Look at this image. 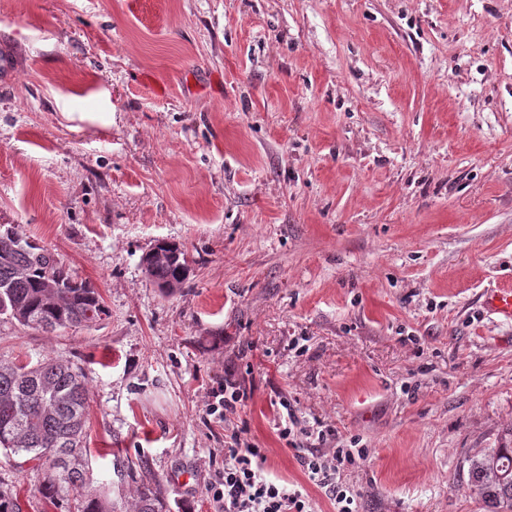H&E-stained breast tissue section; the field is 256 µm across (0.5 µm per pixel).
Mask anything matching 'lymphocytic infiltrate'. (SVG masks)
<instances>
[{
  "label": "lymphocytic infiltrate",
  "instance_id": "1",
  "mask_svg": "<svg viewBox=\"0 0 512 512\" xmlns=\"http://www.w3.org/2000/svg\"><path fill=\"white\" fill-rule=\"evenodd\" d=\"M253 394L252 386L225 379L219 404L224 427V472L209 492L217 512H315L311 489H318L332 512H358L360 492L344 479L345 471L365 457L367 450L359 439L349 447H332L334 430L311 434L302 426L294 405L283 402L286 411L278 423L277 437L291 449L305 476L304 482H286L273 478L267 467V451L248 436L245 427L234 425Z\"/></svg>",
  "mask_w": 512,
  "mask_h": 512
}]
</instances>
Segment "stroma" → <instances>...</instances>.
I'll return each mask as SVG.
<instances>
[{
    "mask_svg": "<svg viewBox=\"0 0 512 512\" xmlns=\"http://www.w3.org/2000/svg\"><path fill=\"white\" fill-rule=\"evenodd\" d=\"M0 224L108 311L0 357L87 377L92 478L131 512H214L212 392L304 482L272 400L361 439L359 512H480L465 459L512 448V0H0ZM183 246L163 294L142 256ZM304 353H295L296 338ZM43 472L0 462L24 512ZM484 304L492 313L512 321V290L490 288L484 295ZM166 503L160 491L150 486H143L139 490L135 512H166Z\"/></svg>",
    "mask_w": 512,
    "mask_h": 512,
    "instance_id": "obj_1",
    "label": "stroma"
}]
</instances>
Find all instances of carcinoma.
Instances as JSON below:
<instances>
[{"mask_svg": "<svg viewBox=\"0 0 512 512\" xmlns=\"http://www.w3.org/2000/svg\"><path fill=\"white\" fill-rule=\"evenodd\" d=\"M142 264L149 281L167 294L181 288L190 272L184 251L164 240ZM105 316L97 288L71 273L53 251L0 224V319L55 333L95 325ZM86 413L81 368L53 358L32 367L0 359V455L25 454L39 462L44 477L38 493L51 504L74 495L77 512H119L109 489L92 485ZM484 455L488 468L466 460L467 485L482 512H512V448H486ZM0 512H23L16 489L0 485ZM135 512H166L160 491L140 488Z\"/></svg>", "mask_w": 512, "mask_h": 512, "instance_id": "1", "label": "carcinoma"}]
</instances>
